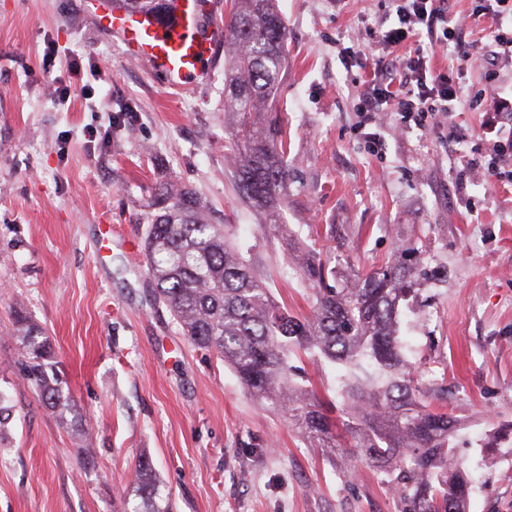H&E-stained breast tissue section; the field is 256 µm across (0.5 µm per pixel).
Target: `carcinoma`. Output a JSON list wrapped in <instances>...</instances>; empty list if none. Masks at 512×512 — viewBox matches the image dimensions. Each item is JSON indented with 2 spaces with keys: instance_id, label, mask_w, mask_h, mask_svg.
<instances>
[{
  "instance_id": "obj_1",
  "label": "carcinoma",
  "mask_w": 512,
  "mask_h": 512,
  "mask_svg": "<svg viewBox=\"0 0 512 512\" xmlns=\"http://www.w3.org/2000/svg\"><path fill=\"white\" fill-rule=\"evenodd\" d=\"M226 25L224 98L241 116L234 134L235 191L270 217L288 180V135L250 116L273 105L288 57L287 29L275 0H234ZM149 208L143 245L155 303L192 345L224 361L252 399L287 415L291 428L318 447H336L342 424L344 447L391 474L403 512H466L471 477L452 453L451 417L423 399L398 336L399 303L411 291L406 262L338 288L329 283L335 272L309 255L301 270L314 306L306 316L275 299L234 227L210 223L193 188L161 184ZM16 325L29 379L66 419L71 401L49 363L44 332L23 317ZM295 358L337 372L341 422L333 417L334 401L296 374ZM133 485L138 503L132 512H172L149 461L139 462Z\"/></svg>"
}]
</instances>
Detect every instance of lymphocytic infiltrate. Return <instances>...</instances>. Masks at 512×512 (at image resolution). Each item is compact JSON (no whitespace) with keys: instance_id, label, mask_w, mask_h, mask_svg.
<instances>
[{"instance_id":"lymphocytic-infiltrate-1","label":"lymphocytic infiltrate","mask_w":512,"mask_h":512,"mask_svg":"<svg viewBox=\"0 0 512 512\" xmlns=\"http://www.w3.org/2000/svg\"><path fill=\"white\" fill-rule=\"evenodd\" d=\"M392 20L380 28L377 38L386 49L408 47L409 53L398 63L371 60L364 45L348 48L349 61L367 67L370 78L358 96L357 110L364 121H371L376 112L401 113L406 122L425 129L438 118L460 109L468 92L446 72L435 70L424 44L453 47L458 58L477 60L481 68L497 67L500 60L512 62V0H494L493 15L497 28L491 48L480 57H472L469 42L446 0H389Z\"/></svg>"}]
</instances>
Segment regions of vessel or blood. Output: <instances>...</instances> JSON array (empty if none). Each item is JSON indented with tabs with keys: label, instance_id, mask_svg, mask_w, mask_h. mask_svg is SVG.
Wrapping results in <instances>:
<instances>
[{
	"label": "vessel or blood",
	"instance_id": "b4317fda",
	"mask_svg": "<svg viewBox=\"0 0 512 512\" xmlns=\"http://www.w3.org/2000/svg\"><path fill=\"white\" fill-rule=\"evenodd\" d=\"M209 0H167L163 16L132 12L121 0L104 6L97 20L124 44L127 59L146 64L165 88L181 90L210 79L206 61L215 55L225 29H205Z\"/></svg>",
	"mask_w": 512,
	"mask_h": 512
}]
</instances>
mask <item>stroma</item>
<instances>
[{
  "instance_id": "1",
  "label": "stroma",
  "mask_w": 512,
  "mask_h": 512,
  "mask_svg": "<svg viewBox=\"0 0 512 512\" xmlns=\"http://www.w3.org/2000/svg\"><path fill=\"white\" fill-rule=\"evenodd\" d=\"M276 5L288 63L276 109L257 119L288 128L274 220L296 232L290 246L235 193L224 56L208 86L168 93L88 0H0V512H130L143 459L173 512H402L384 468L312 447L156 306L142 238L162 182L192 187L214 223L237 225L276 299L299 313L312 311L308 251L350 286L415 248L400 338L423 391L457 421L466 512H512V187L478 164L512 134V108L474 106L426 131L384 112L372 145L356 110L370 71L341 56L371 44L388 0ZM91 127L102 138L88 140ZM19 313L46 334L71 423L23 369Z\"/></svg>"
}]
</instances>
